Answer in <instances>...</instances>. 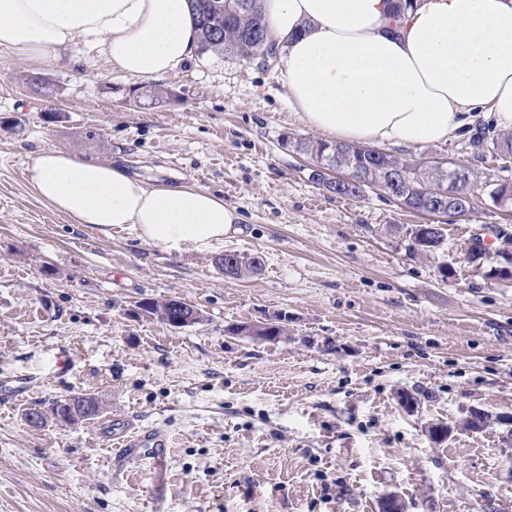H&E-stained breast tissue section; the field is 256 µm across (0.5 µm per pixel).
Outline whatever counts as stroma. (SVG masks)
I'll return each instance as SVG.
<instances>
[{"label": "stroma", "mask_w": 512, "mask_h": 512, "mask_svg": "<svg viewBox=\"0 0 512 512\" xmlns=\"http://www.w3.org/2000/svg\"><path fill=\"white\" fill-rule=\"evenodd\" d=\"M158 84L163 100L134 99L144 80L81 41L46 66L0 50V381H30L0 400V512H378L390 495L405 512H512V278L494 274L512 210L478 196L444 218L443 249L411 251L404 229L426 216L309 182L311 159L285 139L317 132L280 67L197 57ZM494 127L478 112L448 140L380 149L510 178L512 157L472 154ZM46 147L206 188L241 230L175 252L73 223L25 180ZM476 236L477 265L464 255ZM227 251L260 254L262 271L224 277ZM167 297L204 323L175 329L138 307ZM276 315L288 333L274 341L227 331ZM77 391L165 431L161 474L114 478L95 421L25 423ZM473 408L490 416L477 431ZM440 422L452 431L437 440Z\"/></svg>", "instance_id": "1"}]
</instances>
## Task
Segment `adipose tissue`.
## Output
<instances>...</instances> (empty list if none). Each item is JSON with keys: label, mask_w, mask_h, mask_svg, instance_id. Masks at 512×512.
I'll use <instances>...</instances> for the list:
<instances>
[{"label": "adipose tissue", "mask_w": 512, "mask_h": 512, "mask_svg": "<svg viewBox=\"0 0 512 512\" xmlns=\"http://www.w3.org/2000/svg\"><path fill=\"white\" fill-rule=\"evenodd\" d=\"M283 49V79L306 125L341 143L439 142L475 110L512 130V0H259ZM101 46L130 78L174 73L198 37L187 0H0V49L39 65L74 40ZM28 185L74 223L133 229L168 250L209 251L240 216L194 185L168 186L45 148Z\"/></svg>", "instance_id": "adipose-tissue-1"}]
</instances>
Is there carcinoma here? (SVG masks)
Returning a JSON list of instances; mask_svg holds the SVG:
<instances>
[{
  "instance_id": "carcinoma-1",
  "label": "carcinoma",
  "mask_w": 512,
  "mask_h": 512,
  "mask_svg": "<svg viewBox=\"0 0 512 512\" xmlns=\"http://www.w3.org/2000/svg\"><path fill=\"white\" fill-rule=\"evenodd\" d=\"M190 10L194 17L199 35V51L201 56L214 54L226 60L252 61L263 55L271 41L270 35L254 3L246 0H188ZM475 152H480L491 145L497 151L512 156V134L504 133L496 138L487 140L477 137L471 142ZM296 150L302 153L317 151L323 156V163L334 160L335 163L347 170H365L371 159L362 156L355 148L344 143H328L310 137H302L295 141ZM378 164L388 170L395 171L397 175L407 178L408 184L397 186L377 185L386 196L399 200L401 195L419 198L430 188L439 183H446L450 175H440L432 172H423L420 163L414 160H403L390 154L380 157ZM327 190L348 199H359L364 196L365 189L353 182H340L336 186H329ZM409 240V249L422 253H434L439 250L437 243L444 241V233L428 230V225L418 224L406 230ZM225 261H235L236 276L249 275L259 271L263 265V258L257 254L251 256L235 252H227ZM179 300L169 298L165 300L151 299L144 302L143 309L167 324H172L179 309L176 305ZM94 395L86 392H77L59 400L53 401L48 410L52 416L60 417L68 423L75 421L83 423L98 417L102 413V405L95 406L94 410L87 412L83 409L86 402Z\"/></svg>"
}]
</instances>
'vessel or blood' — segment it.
Returning <instances> with one entry per match:
<instances>
[{
  "mask_svg": "<svg viewBox=\"0 0 512 512\" xmlns=\"http://www.w3.org/2000/svg\"><path fill=\"white\" fill-rule=\"evenodd\" d=\"M97 438L113 451L116 468L147 464L161 467L168 457V437L158 428L139 426L135 418L128 417L120 423L96 428Z\"/></svg>",
  "mask_w": 512,
  "mask_h": 512,
  "instance_id": "vessel-or-blood-1",
  "label": "vessel or blood"
}]
</instances>
